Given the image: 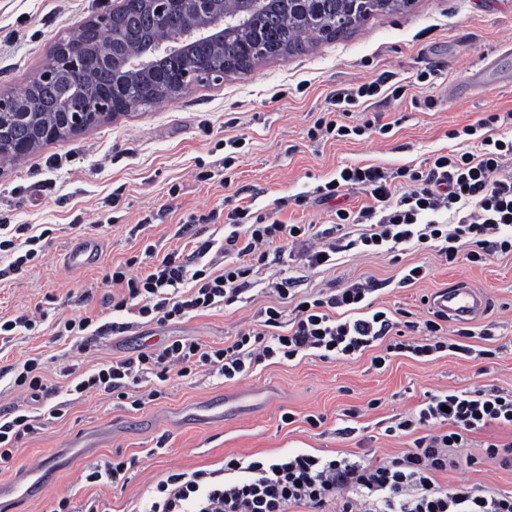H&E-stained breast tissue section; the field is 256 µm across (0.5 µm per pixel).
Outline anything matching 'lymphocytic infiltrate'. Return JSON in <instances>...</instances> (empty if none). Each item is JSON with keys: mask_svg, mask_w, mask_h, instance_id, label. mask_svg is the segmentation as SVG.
Returning a JSON list of instances; mask_svg holds the SVG:
<instances>
[{"mask_svg": "<svg viewBox=\"0 0 512 512\" xmlns=\"http://www.w3.org/2000/svg\"><path fill=\"white\" fill-rule=\"evenodd\" d=\"M403 85H387L378 78L332 95L333 119L318 118L309 137L385 135L389 125L368 120L350 126L351 107L386 94L398 100ZM500 113L486 112L450 138L473 136L474 150H451L429 158L423 171L408 173V189H401L398 174L377 167L349 165L336 178L318 185L313 196L322 201L340 198L359 188L372 202L359 211L336 209L333 223L339 235L321 246L306 247V227L286 224L270 215H252L249 208L228 213L230 232L224 240L195 241L188 255L171 251L149 271L132 274L135 259H128L106 274L113 292L110 310L167 323L240 301L249 285L254 264L269 255L298 249L311 266L332 264L337 253L352 249L395 253L407 249L432 250L451 264H482L495 255L512 254V137L501 131ZM372 224L371 232L351 239L342 229L348 224ZM225 256L224 266L209 261L211 251ZM379 288L367 279L344 284L317 295L300 298L293 308V326L282 332L284 312L270 306L257 326L241 330L235 340L216 348L186 339H173L141 351L137 356L101 364L75 383L83 395L99 391L130 399L134 409L155 401L158 389L141 390L148 376L168 381L205 368L226 380L251 375L266 360L291 361L315 352L326 361H343L383 344L374 356L375 368L388 358L411 354L430 357L443 351L473 355L475 336H490L462 328L444 337L441 314L420 320L396 321L390 311L374 309L370 294ZM490 427L512 429V392L491 385L473 390L425 392L416 413L397 423V431L411 435L410 448L390 461L323 458L307 453L246 460L226 459L223 470L177 472L160 480L141 512H313L337 503L336 512H512V494L466 483L442 487L438 472L447 470L448 451L464 448L470 434ZM242 473L241 481L225 484L223 471Z\"/></svg>", "mask_w": 512, "mask_h": 512, "instance_id": "1", "label": "lymphocytic infiltrate"}]
</instances>
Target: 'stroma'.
Masks as SVG:
<instances>
[{"instance_id": "1", "label": "stroma", "mask_w": 512, "mask_h": 512, "mask_svg": "<svg viewBox=\"0 0 512 512\" xmlns=\"http://www.w3.org/2000/svg\"><path fill=\"white\" fill-rule=\"evenodd\" d=\"M124 0H0V93L11 94L33 81L54 46L75 35L90 19L120 8ZM512 44V0H415L397 13L371 16L350 35L322 41L301 54L264 60L246 74L199 83L180 97L147 111L109 117L63 141L38 147L17 161L0 163V214L11 224H28L40 234L38 257L17 272L0 261V317L46 312L37 330L0 342V415L14 408L42 412L63 404L60 418L45 419L16 445L0 481L44 465L54 481L0 512H50L70 497L74 512L91 501L108 512H133L151 488L172 472L216 470L225 458L277 457L292 452L347 456L369 449L372 457L394 458L409 448V436L388 434L389 426L417 411L428 390L445 392L492 385L512 392V255L484 264H448L436 252H363L336 256L331 266L311 268L296 252L270 256L256 265L243 301L166 324L140 321L131 331L93 337L78 351L58 335V317L78 312L111 321L103 282L112 267L153 248L154 258L190 251L182 225L193 214L216 211L202 225L203 237L228 235L223 218L235 206L253 214L277 212L287 224L329 228L337 207L359 209L369 197L352 189L338 201L293 205L348 165L424 170L434 153L455 148L449 131L484 112H512V57L481 72L483 57ZM432 69L426 83L416 80ZM387 76L407 85L398 101L376 98L350 112L355 126L371 118L391 126L386 135L311 140L309 129L329 107L332 94ZM483 94H472L475 76ZM242 139L232 180L224 178L229 140ZM288 200L279 209L280 200ZM103 245L97 266L83 272L64 264L67 247L82 238ZM421 265L425 278L401 285L405 268ZM293 278L301 296L365 278L381 288L375 307L420 318L427 298L452 284L481 291L488 308L472 322L479 331L494 324L490 340L474 339L489 358L448 351L425 360L392 357L383 368L371 360L378 348L339 362L307 355L290 362L257 365L242 380L227 381L201 371L162 383L160 398L136 410L129 400L91 392L77 397L68 387L75 375L171 338L224 347L257 319L260 310L280 304L277 276ZM38 358L49 392L33 401L14 386L7 366ZM293 414L284 423V414ZM321 418L311 426L308 416ZM100 436L87 457L58 455L69 438ZM131 461L124 481L89 482L93 467L113 458ZM441 486L463 482L512 493V466L459 465L439 473Z\"/></svg>"}]
</instances>
